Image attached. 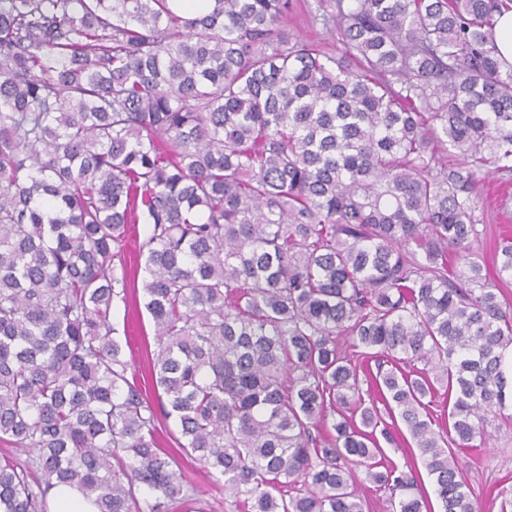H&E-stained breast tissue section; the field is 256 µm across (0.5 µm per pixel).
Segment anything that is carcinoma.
<instances>
[{
	"label": "carcinoma",
	"instance_id": "1",
	"mask_svg": "<svg viewBox=\"0 0 512 512\" xmlns=\"http://www.w3.org/2000/svg\"><path fill=\"white\" fill-rule=\"evenodd\" d=\"M318 8L338 58L290 43L289 0H0V440L35 453L0 462V512L59 484L170 512L183 457L238 512H365L361 467L428 512L382 448L406 432L443 512H477L457 460L512 400V305L469 260L479 173H512V0ZM140 223L150 393L110 322ZM493 43L497 55L509 66L512 65V11L497 17L493 27Z\"/></svg>",
	"mask_w": 512,
	"mask_h": 512
}]
</instances>
